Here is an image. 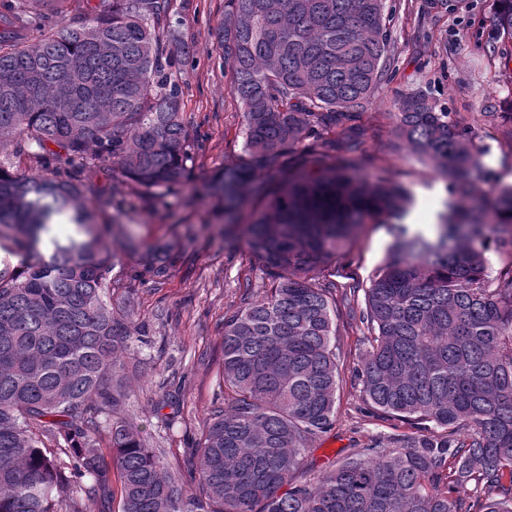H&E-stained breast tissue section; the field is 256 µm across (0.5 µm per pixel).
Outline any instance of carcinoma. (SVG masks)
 Returning <instances> with one entry per match:
<instances>
[{
  "instance_id": "1",
  "label": "carcinoma",
  "mask_w": 512,
  "mask_h": 512,
  "mask_svg": "<svg viewBox=\"0 0 512 512\" xmlns=\"http://www.w3.org/2000/svg\"><path fill=\"white\" fill-rule=\"evenodd\" d=\"M77 2L6 0L0 12V512H83L76 488L112 512L114 472L121 512H512V268L488 272L493 246H512V184L425 87L398 94L391 115L394 137L445 184L433 229L406 224L415 197L393 171L367 172L361 110L393 76L386 0H226L218 31L247 160L200 192L234 224L256 170L274 184L255 186L267 202L245 243L263 288L238 282L241 304L224 316V405L189 490L121 415L114 379L144 330L112 300L116 253L96 219L124 212L131 184L163 200L188 181L192 137L165 54L178 20L171 0H97L86 13ZM497 2L504 56L512 0ZM24 156L38 173L13 172ZM101 161L116 187L91 208L86 173ZM60 217L75 226L63 239L51 235ZM369 222L392 240L365 289L360 411L411 432L372 435L300 481L340 387L321 274ZM168 271L163 249L143 264L154 284Z\"/></svg>"
}]
</instances>
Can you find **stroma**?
<instances>
[{
    "label": "stroma",
    "instance_id": "stroma-1",
    "mask_svg": "<svg viewBox=\"0 0 512 512\" xmlns=\"http://www.w3.org/2000/svg\"><path fill=\"white\" fill-rule=\"evenodd\" d=\"M179 20L178 39L192 44L181 60L178 79L184 120L195 137L188 167L193 179L207 178L242 160V108L229 90L219 47L218 26L224 0H172ZM397 8L392 26L395 77L380 85L364 108L368 154H394L398 178L410 184L416 204L408 218L427 229L446 198L443 182L406 149H394L389 104L394 95L421 85L452 112L465 115L478 142L488 152V168L497 169L512 151V63L490 59L496 43L494 0H447L443 12L426 0H391ZM263 202L252 199L238 224H224V205L213 196L193 195L185 187L154 203L129 191L123 223L135 237L136 251H118V275L144 261L160 244H168L169 277L161 286L139 283L127 306L145 329L132 345L124 371L131 387L126 410L151 447L161 449L174 469H184L199 433L215 406L223 358L224 313L238 304L237 279L260 281L262 266L245 245L246 227ZM391 236L387 225L366 224L337 255L328 272L337 293L336 347L341 378L334 425L309 452L316 468L350 456L376 433L407 432L404 424L366 421L356 369L366 347L354 317L364 308V290L383 265ZM170 401H162L159 384Z\"/></svg>",
    "mask_w": 512,
    "mask_h": 512
}]
</instances>
